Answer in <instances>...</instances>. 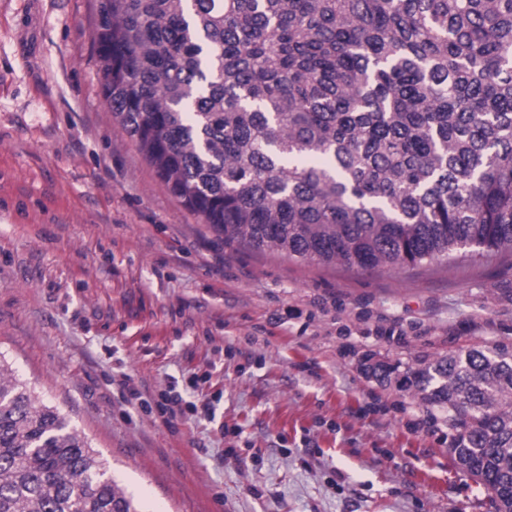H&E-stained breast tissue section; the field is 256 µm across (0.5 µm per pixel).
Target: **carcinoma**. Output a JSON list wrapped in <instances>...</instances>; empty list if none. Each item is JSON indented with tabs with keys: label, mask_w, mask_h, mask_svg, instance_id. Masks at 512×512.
I'll return each mask as SVG.
<instances>
[{
	"label": "carcinoma",
	"mask_w": 512,
	"mask_h": 512,
	"mask_svg": "<svg viewBox=\"0 0 512 512\" xmlns=\"http://www.w3.org/2000/svg\"><path fill=\"white\" fill-rule=\"evenodd\" d=\"M102 95L224 244L401 269L512 251V0H97ZM512 512V350L413 373ZM0 512H142L0 364Z\"/></svg>",
	"instance_id": "1"
}]
</instances>
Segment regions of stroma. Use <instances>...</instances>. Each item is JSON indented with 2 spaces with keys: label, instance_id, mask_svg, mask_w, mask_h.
Masks as SVG:
<instances>
[{
  "label": "stroma",
  "instance_id": "35a3bbf8",
  "mask_svg": "<svg viewBox=\"0 0 512 512\" xmlns=\"http://www.w3.org/2000/svg\"><path fill=\"white\" fill-rule=\"evenodd\" d=\"M94 20L0 0V362L147 512H497L402 381L512 346V253L361 270L226 246L107 112ZM128 379L197 409L165 421Z\"/></svg>",
  "mask_w": 512,
  "mask_h": 512
}]
</instances>
